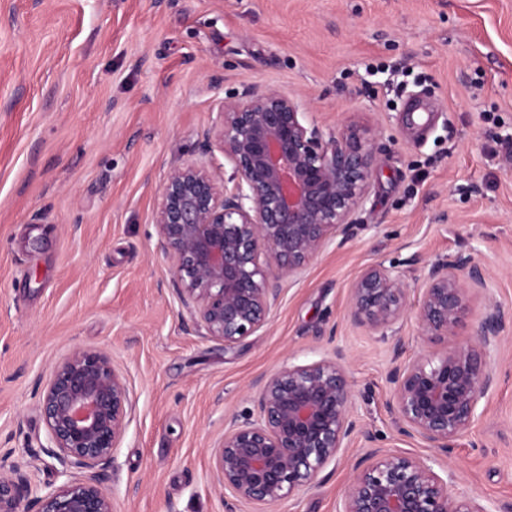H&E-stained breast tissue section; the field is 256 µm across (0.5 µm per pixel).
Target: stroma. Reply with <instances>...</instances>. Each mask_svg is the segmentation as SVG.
<instances>
[{"instance_id":"stroma-1","label":"stroma","mask_w":512,"mask_h":512,"mask_svg":"<svg viewBox=\"0 0 512 512\" xmlns=\"http://www.w3.org/2000/svg\"><path fill=\"white\" fill-rule=\"evenodd\" d=\"M276 87L323 130L352 123L375 150L347 233L292 278L267 324L232 345L204 336L154 225L170 168L224 158V98ZM512 0H0V466L42 454L41 398L77 348L106 353L138 404L103 471L117 512H226L212 450L229 417L255 419L260 380L342 350L362 432L266 512H338L375 445L431 459L485 512L512 505ZM488 273L465 322L504 314L495 381L450 455L402 436L391 369L445 346L416 311L434 261ZM394 267L408 311L375 330L349 318L350 286Z\"/></svg>"}]
</instances>
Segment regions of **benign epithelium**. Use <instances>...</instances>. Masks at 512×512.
I'll use <instances>...</instances> for the list:
<instances>
[{
	"mask_svg": "<svg viewBox=\"0 0 512 512\" xmlns=\"http://www.w3.org/2000/svg\"><path fill=\"white\" fill-rule=\"evenodd\" d=\"M215 138L232 167L228 182L195 162L172 168L155 213L161 247L171 259L178 296L194 308L206 335L226 345L263 328L279 280L294 276L353 224L375 163L371 141L356 125L324 132L305 121L283 90L249 88L224 99ZM470 255L433 262L416 318L439 339L463 327L466 296L486 286ZM409 289L382 265L352 284L350 319L374 329L407 311ZM503 313L489 307L473 327L477 343L424 355L389 373L388 402L399 431L448 455L477 417L493 382L485 352ZM341 353L291 364L265 376L253 395L257 419L233 418L213 448L214 473L238 506L272 507L319 484L325 466L358 432ZM137 399L109 356L74 349L52 370L42 396L45 453L57 460L59 486L32 484L16 463L0 478V512H116L98 467L112 461ZM340 512H485L454 497L428 459L370 449L356 465Z\"/></svg>",
	"mask_w": 512,
	"mask_h": 512,
	"instance_id": "obj_1",
	"label": "benign epithelium"
}]
</instances>
